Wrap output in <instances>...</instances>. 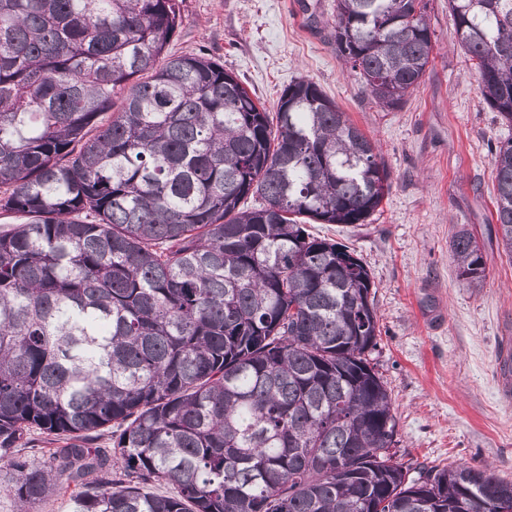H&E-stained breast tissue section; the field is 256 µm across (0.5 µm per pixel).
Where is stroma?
Segmentation results:
<instances>
[{
  "label": "stroma",
  "instance_id": "obj_1",
  "mask_svg": "<svg viewBox=\"0 0 512 512\" xmlns=\"http://www.w3.org/2000/svg\"><path fill=\"white\" fill-rule=\"evenodd\" d=\"M169 51L219 59L273 107L315 82L377 144L392 189L362 224H314L369 266L381 334L370 361L388 388L397 451L424 466L493 465L512 480V262L498 245L491 149L507 136L456 46L448 0H427L432 60L402 107L374 104L326 38L336 0H179ZM487 259L480 288L459 280V227Z\"/></svg>",
  "mask_w": 512,
  "mask_h": 512
}]
</instances>
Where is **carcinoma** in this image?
<instances>
[{"label": "carcinoma", "instance_id": "cac0c4a2", "mask_svg": "<svg viewBox=\"0 0 512 512\" xmlns=\"http://www.w3.org/2000/svg\"><path fill=\"white\" fill-rule=\"evenodd\" d=\"M424 0H336L330 37L397 108L434 50ZM512 128V0H448ZM178 0H0V458L15 512H500L487 467L398 461L369 352L371 273L307 224H363L391 182L315 83L271 112L175 56ZM512 261V136L491 153ZM450 249L487 278L462 227ZM109 433L111 447L96 440ZM54 448L29 458L37 436ZM152 484L170 491H149Z\"/></svg>", "mask_w": 512, "mask_h": 512}]
</instances>
